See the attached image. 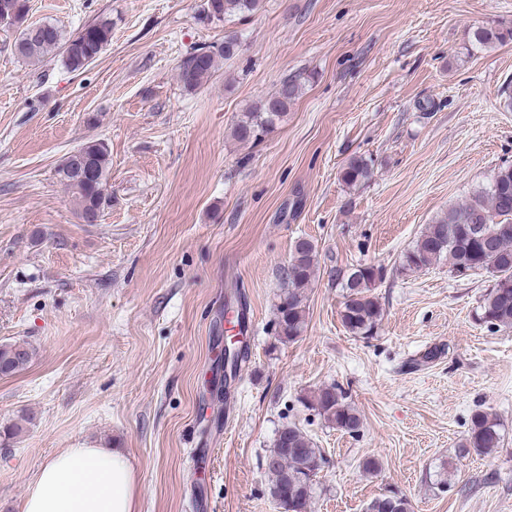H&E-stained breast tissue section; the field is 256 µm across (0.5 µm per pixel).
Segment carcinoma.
Instances as JSON below:
<instances>
[{
	"label": "carcinoma",
	"mask_w": 512,
	"mask_h": 512,
	"mask_svg": "<svg viewBox=\"0 0 512 512\" xmlns=\"http://www.w3.org/2000/svg\"><path fill=\"white\" fill-rule=\"evenodd\" d=\"M261 0H206L200 19L222 21L235 13L256 12ZM16 28V54L25 62L37 64L57 50L63 65L78 71L94 62L112 38V19L100 17L68 36L53 23L38 24L39 35L31 37L33 25L26 23L27 0H0ZM475 39L483 45L512 41V27L481 29ZM239 48L234 36L224 42L193 49L178 66V79L183 89L192 92L211 75L218 59L233 57ZM309 76L296 72L281 81L269 97L254 101L235 123L234 139L242 144H257L272 131L303 95ZM80 150L90 159L94 178H81L77 162L65 158L59 175L77 201L80 218L94 223L109 201L106 169L108 150L99 141L88 142ZM372 173L371 160L362 156L350 158L341 170V181L348 188L364 185ZM448 256L450 272L468 277L481 271L493 272V284L480 301L478 321L489 330L512 328V165L500 166L487 186L474 191L464 203L451 207L444 215L427 225L415 245L402 256L399 271L427 269L442 256ZM316 274L315 246L305 238L296 241L289 264L283 271V292L277 306L276 329L281 341H293L305 326V291ZM386 277L381 265L359 264L348 270H336V281L345 290L340 312L343 326L352 335L369 340L377 335L383 309L373 289ZM34 351L27 344H0V376H11L26 369ZM445 356V348L434 345L409 360L412 370L426 368ZM328 424L351 435L361 430L355 408L347 402L345 392L325 386L310 399ZM501 425L495 414L478 408L470 416L469 427L456 457L472 452L488 455L502 444ZM324 461L320 449L314 447L307 434L295 424L278 429L272 448L264 457L263 468L271 497L285 495L293 503L292 512H305L315 490V477ZM367 512H410L408 500L391 495L373 499Z\"/></svg>",
	"instance_id": "carcinoma-1"
}]
</instances>
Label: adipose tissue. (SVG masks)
Listing matches in <instances>:
<instances>
[{
	"label": "adipose tissue",
	"instance_id": "1",
	"mask_svg": "<svg viewBox=\"0 0 512 512\" xmlns=\"http://www.w3.org/2000/svg\"><path fill=\"white\" fill-rule=\"evenodd\" d=\"M135 470L120 448H66L31 480L23 512H134Z\"/></svg>",
	"mask_w": 512,
	"mask_h": 512
}]
</instances>
